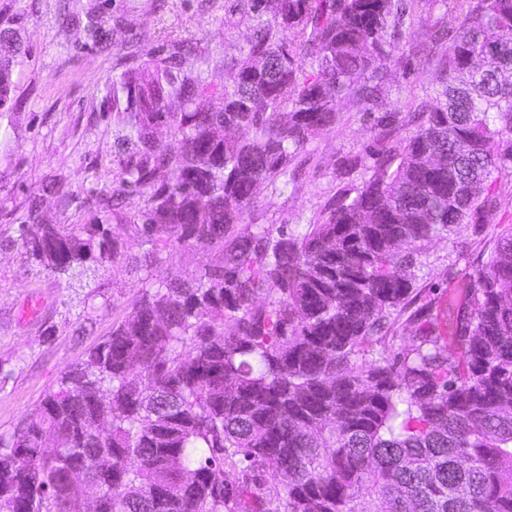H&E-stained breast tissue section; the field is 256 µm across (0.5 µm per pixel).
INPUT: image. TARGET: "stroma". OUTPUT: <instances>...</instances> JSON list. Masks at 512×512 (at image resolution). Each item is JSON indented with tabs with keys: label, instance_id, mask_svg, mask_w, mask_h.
I'll list each match as a JSON object with an SVG mask.
<instances>
[{
	"label": "stroma",
	"instance_id": "35a3bbf8",
	"mask_svg": "<svg viewBox=\"0 0 512 512\" xmlns=\"http://www.w3.org/2000/svg\"><path fill=\"white\" fill-rule=\"evenodd\" d=\"M467 10L465 0H420L417 20L402 33L403 56L385 69L387 93L377 107L398 112L395 129L380 136L360 105L337 98L336 124L291 160L294 183L261 185L247 223L299 231L360 187L373 173V154L409 135L414 108L437 83L439 68L424 53L428 37L454 33ZM260 27L248 0H0V31L20 47L13 107L0 112V434L12 432L64 370L111 333L144 284L212 262L211 253L186 249L161 252L147 268L134 264L146 247L130 220L146 197L118 189L137 142L125 84L170 58L173 81L232 84ZM105 197L123 256L100 264L89 281L31 262L22 233L90 223ZM486 215V224L462 225L452 239L428 246L416 288L440 318L467 294L486 248L512 227V175L493 182Z\"/></svg>",
	"mask_w": 512,
	"mask_h": 512
}]
</instances>
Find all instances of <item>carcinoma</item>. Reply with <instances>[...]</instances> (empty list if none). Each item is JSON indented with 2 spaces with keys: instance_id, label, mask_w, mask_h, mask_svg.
Wrapping results in <instances>:
<instances>
[{
  "instance_id": "1",
  "label": "carcinoma",
  "mask_w": 512,
  "mask_h": 512,
  "mask_svg": "<svg viewBox=\"0 0 512 512\" xmlns=\"http://www.w3.org/2000/svg\"><path fill=\"white\" fill-rule=\"evenodd\" d=\"M249 2L267 27L223 110L191 78L131 86L138 149L122 180L147 196L144 263L160 244L216 260L143 288L0 434V512H87L74 470L96 481L97 512H512V228L469 273L452 344L415 294L427 245L484 223L493 175L512 174V0H468L448 49L428 48L439 87L415 129L297 233L245 223L255 190L336 123V97L378 105L399 50L383 33L404 26L405 0ZM17 52L1 35L0 110ZM269 56L274 69L252 70ZM170 97L190 111H166ZM160 119L177 147L153 137ZM22 246L47 270L90 277L123 239L97 217L46 224ZM404 314L417 333L397 346Z\"/></svg>"
}]
</instances>
